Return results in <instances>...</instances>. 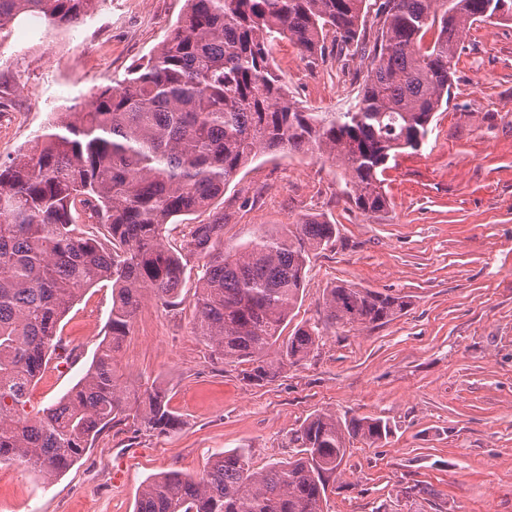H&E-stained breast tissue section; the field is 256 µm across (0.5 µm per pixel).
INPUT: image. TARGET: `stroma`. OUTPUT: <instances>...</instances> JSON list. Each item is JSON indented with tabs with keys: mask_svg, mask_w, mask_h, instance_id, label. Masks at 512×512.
I'll return each instance as SVG.
<instances>
[{
	"mask_svg": "<svg viewBox=\"0 0 512 512\" xmlns=\"http://www.w3.org/2000/svg\"><path fill=\"white\" fill-rule=\"evenodd\" d=\"M185 0H102L72 29L26 19L0 43V161L25 152L57 113L85 107L158 47ZM309 64L290 40L272 46L289 96L312 112L343 111L368 59ZM387 212L360 213L335 165L311 154H262L224 192V247L322 214L339 234L311 258L289 325L319 316L325 288L349 281L400 293L405 312L375 328L332 326L307 361L246 384L192 329L195 277L183 303L145 301L116 361L129 391L165 389L182 424L156 437L119 423L52 480L0 466V512H134L163 472L199 473L242 449L261 469L295 453L312 414L390 420L387 442L353 441L329 480L324 512H512V21L470 30L447 106L422 148L384 175ZM112 288H89L61 323L77 361L45 373L30 403L45 408L85 373L104 337Z\"/></svg>",
	"mask_w": 512,
	"mask_h": 512,
	"instance_id": "1",
	"label": "stroma"
}]
</instances>
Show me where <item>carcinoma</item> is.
Instances as JSON below:
<instances>
[{
	"label": "carcinoma",
	"instance_id": "obj_1",
	"mask_svg": "<svg viewBox=\"0 0 512 512\" xmlns=\"http://www.w3.org/2000/svg\"><path fill=\"white\" fill-rule=\"evenodd\" d=\"M100 2L0 0V41L28 17L73 27ZM185 2L160 46L94 94L90 111L61 113L29 152L0 161V463L47 480L114 421L153 436L181 425L157 385L129 400L114 355L144 301L181 305L192 258L204 259L194 334L221 363L248 364L253 385L306 361L328 324L375 328L402 314L406 296L341 281L324 290L322 319L282 338L310 255L333 243L337 225L305 215L226 251L215 201L257 154L310 153L336 165L362 214L388 210L383 174L424 144L470 29L512 21V0H375L382 24L358 95L344 112H309L289 98L272 43L293 40L312 65L324 61L329 33L342 50L362 46L368 0ZM207 210L208 222L168 247L177 218ZM101 282L112 283V308L91 364L58 402L29 408L31 384L64 348L63 318ZM392 433L382 417L321 411L296 432L288 460L254 470L245 451H224L195 476L150 480L135 512H323L347 444Z\"/></svg>",
	"mask_w": 512,
	"mask_h": 512
}]
</instances>
